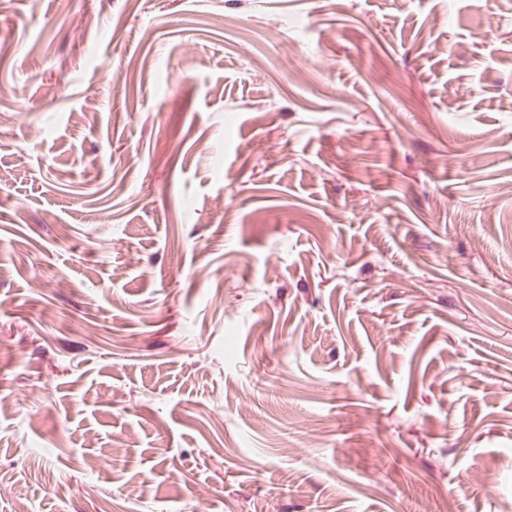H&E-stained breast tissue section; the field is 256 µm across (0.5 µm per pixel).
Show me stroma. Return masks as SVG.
<instances>
[{
	"instance_id": "35a3bbf8",
	"label": "stroma",
	"mask_w": 512,
	"mask_h": 512,
	"mask_svg": "<svg viewBox=\"0 0 512 512\" xmlns=\"http://www.w3.org/2000/svg\"><path fill=\"white\" fill-rule=\"evenodd\" d=\"M0 512H512V0H0Z\"/></svg>"
}]
</instances>
